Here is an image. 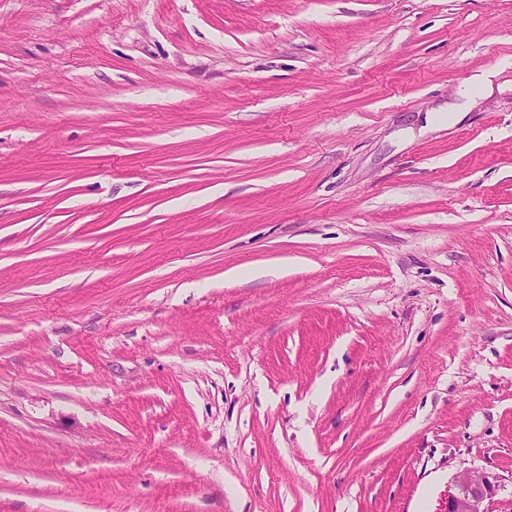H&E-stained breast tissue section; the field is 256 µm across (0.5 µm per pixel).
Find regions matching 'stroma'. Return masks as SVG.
Instances as JSON below:
<instances>
[{"mask_svg": "<svg viewBox=\"0 0 512 512\" xmlns=\"http://www.w3.org/2000/svg\"><path fill=\"white\" fill-rule=\"evenodd\" d=\"M465 470L512 499V0H0V512Z\"/></svg>", "mask_w": 512, "mask_h": 512, "instance_id": "35a3bbf8", "label": "stroma"}]
</instances>
